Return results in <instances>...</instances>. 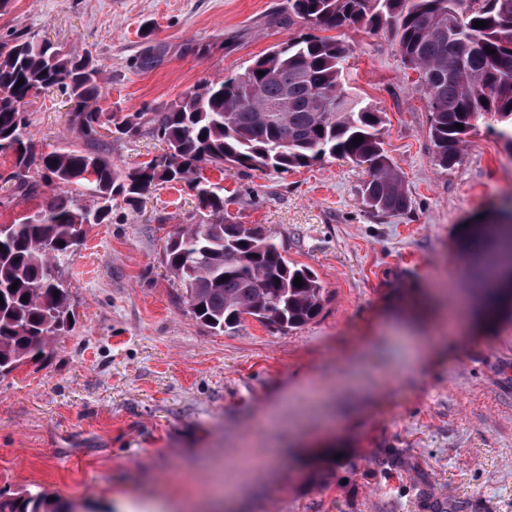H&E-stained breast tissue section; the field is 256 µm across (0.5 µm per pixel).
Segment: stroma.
<instances>
[{
    "mask_svg": "<svg viewBox=\"0 0 512 512\" xmlns=\"http://www.w3.org/2000/svg\"><path fill=\"white\" fill-rule=\"evenodd\" d=\"M284 0H9L0 38L35 32L105 79L97 106L165 108L244 70L285 26ZM152 24L167 54L134 57ZM347 91L380 113L411 208L365 211L363 170L329 159L288 173L205 169L224 214L260 229L324 288L319 315L276 330L254 319L217 334L196 321L163 246L196 203L162 184L89 227L62 268L75 325L0 381V490L42 491L80 512L120 500L216 512V489L247 512H512V315L458 312L486 253L475 235L512 208V145L478 120L462 157L434 162L428 104L385 31L347 29ZM39 148L85 149L59 91L27 99ZM134 167L163 146L142 125L113 140ZM276 461L274 473L264 469Z\"/></svg>",
    "mask_w": 512,
    "mask_h": 512,
    "instance_id": "stroma-1",
    "label": "stroma"
}]
</instances>
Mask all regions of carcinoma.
Returning <instances> with one entry per match:
<instances>
[{
	"instance_id": "1",
	"label": "carcinoma",
	"mask_w": 512,
	"mask_h": 512,
	"mask_svg": "<svg viewBox=\"0 0 512 512\" xmlns=\"http://www.w3.org/2000/svg\"><path fill=\"white\" fill-rule=\"evenodd\" d=\"M283 9L288 22L299 19L309 32L278 43L242 72L152 110L148 123L165 152L129 170L99 149L37 151L22 105L58 89L70 104V125L89 143L101 141L99 130L108 124L125 137L137 136L146 113L99 111L101 69L88 66L87 58L72 57L35 33L0 40V84L12 88L0 96V158L12 159L9 170L0 171L6 192L0 207L34 196V173L54 187L41 204L0 224V378L69 328L73 312L59 267L88 226L110 222L120 203L139 202L159 183H180L196 201L199 219L180 225L164 263L182 283L197 320L222 333L247 317L278 328L316 317L324 295L318 276L288 262L270 238L226 220L224 188L201 171L210 165L222 172L230 164L287 173L327 157L347 159L366 166L361 196L373 216L410 210L403 178L384 149L382 117L345 90L352 48L321 31H390L403 65L422 74L417 84L429 104L436 165L458 163L464 137L481 117L502 123L498 136L512 146V0H285ZM477 21L488 26L476 28ZM164 56L150 46L135 67L152 71ZM458 123L463 129L454 128ZM358 135L359 145L353 142ZM487 246L506 263L512 227L490 236ZM298 276L300 287L294 285ZM0 512L73 509L43 492H18L0 493Z\"/></svg>"
}]
</instances>
